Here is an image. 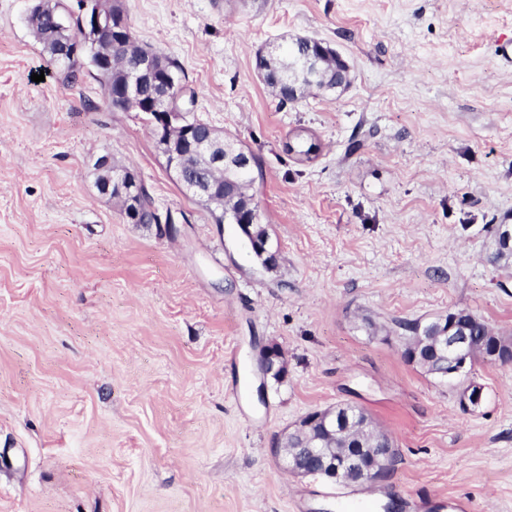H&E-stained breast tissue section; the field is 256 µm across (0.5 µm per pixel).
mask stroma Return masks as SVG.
<instances>
[{
    "instance_id": "35a3bbf8",
    "label": "stroma",
    "mask_w": 512,
    "mask_h": 512,
    "mask_svg": "<svg viewBox=\"0 0 512 512\" xmlns=\"http://www.w3.org/2000/svg\"><path fill=\"white\" fill-rule=\"evenodd\" d=\"M176 59L196 118L256 157L268 268L174 182L146 114L56 66L33 0H0V512H512V365L481 406L401 355L402 321L465 308L512 338V0H118ZM299 36L350 83L283 103L256 55ZM44 81L34 82V73ZM312 133L318 156L286 144ZM177 226L127 223L102 154ZM276 345L287 373L262 379ZM339 404L389 432L375 483L289 473L273 450Z\"/></svg>"
}]
</instances>
